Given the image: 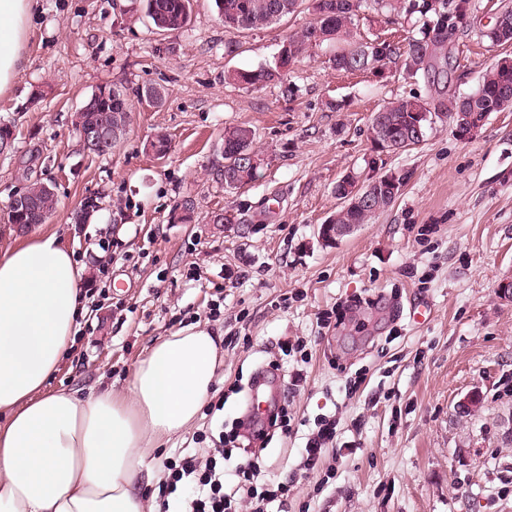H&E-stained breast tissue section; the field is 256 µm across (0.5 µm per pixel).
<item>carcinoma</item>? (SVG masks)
<instances>
[{"instance_id": "carcinoma-1", "label": "carcinoma", "mask_w": 512, "mask_h": 512, "mask_svg": "<svg viewBox=\"0 0 512 512\" xmlns=\"http://www.w3.org/2000/svg\"><path fill=\"white\" fill-rule=\"evenodd\" d=\"M310 2L314 18L300 31L288 35L271 65L257 70H234L227 79L247 88L274 85L280 95L294 96L288 80L291 66L309 47L323 43L335 45L328 58L330 67L338 71L376 73L402 63L406 75L414 78L425 74L438 58H448V37L468 23L457 21L459 12L472 8V0H214L218 14L227 31L260 29L295 13L304 2ZM147 16L163 31L182 28L190 17L193 0H143ZM364 9L414 18L421 23L418 35L404 44L391 40L365 41L352 27V18ZM493 44L512 43V28L482 31ZM112 111L131 112V96L119 84L113 85ZM512 91V59L504 58L487 67L476 90L463 97L446 90L436 97L421 99L402 96L372 113L370 128L379 125L394 144L410 150L424 141L427 128L416 131L412 113H435L443 121L457 112H471L480 120L493 112L502 111L503 92ZM255 132L247 127L224 131V165L214 167L213 179L226 190H238L259 177V168L252 164ZM394 202L385 192L373 189L362 205L345 209L339 207L329 217L334 224H367L375 215Z\"/></svg>"}]
</instances>
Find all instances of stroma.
I'll return each mask as SVG.
<instances>
[{
    "instance_id": "35a3bbf8",
    "label": "stroma",
    "mask_w": 512,
    "mask_h": 512,
    "mask_svg": "<svg viewBox=\"0 0 512 512\" xmlns=\"http://www.w3.org/2000/svg\"><path fill=\"white\" fill-rule=\"evenodd\" d=\"M473 3L471 26L448 47V82L464 95L486 66L512 57V45L481 35L501 0ZM310 20L301 9L232 34L213 0H194L183 28L161 32L140 0H40L20 74L0 95V121L16 134L13 155L0 156V253L20 242L7 222L23 186L15 158L39 146L57 203L32 231L72 251L89 308L49 387L123 391L151 343L220 294L224 315L211 328L224 362L210 398L224 402L223 427L241 418L253 372L280 358L279 343L303 341L312 356L289 407L302 427L275 433L261 453L266 482L294 479L288 512H512V299L499 288L512 280V110L491 113L470 141L439 121L421 145L385 156L383 170L408 175L400 196L324 242L337 181L371 175L372 113L433 87L398 70L382 79L335 70L329 44L295 62L293 99L225 82L229 70L271 63ZM116 81L166 97L133 103L112 154L89 155L74 114ZM235 126L255 131L261 168L227 192L211 169ZM159 132L171 140L162 159L145 149ZM88 197L100 209L76 225ZM186 199L191 219L172 222ZM220 211L237 225L212 223ZM324 416L335 417L336 436L308 473L303 436ZM218 430L200 414L153 451V470L213 447Z\"/></svg>"
}]
</instances>
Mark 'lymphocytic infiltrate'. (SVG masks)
I'll return each instance as SVG.
<instances>
[{"instance_id":"1","label":"lymphocytic infiltrate","mask_w":512,"mask_h":512,"mask_svg":"<svg viewBox=\"0 0 512 512\" xmlns=\"http://www.w3.org/2000/svg\"><path fill=\"white\" fill-rule=\"evenodd\" d=\"M276 429L291 430L287 404H274L266 420H248L241 430L221 436L219 446L207 449L205 457L185 455L167 462L165 480L158 487L157 512H239L238 493L243 489L251 499L252 512H268L272 502H286L291 482L257 488L260 463L256 449L243 448L238 461L227 450L237 443L241 431L266 441Z\"/></svg>"}]
</instances>
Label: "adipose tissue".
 <instances>
[{
	"instance_id": "obj_1",
	"label": "adipose tissue",
	"mask_w": 512,
	"mask_h": 512,
	"mask_svg": "<svg viewBox=\"0 0 512 512\" xmlns=\"http://www.w3.org/2000/svg\"><path fill=\"white\" fill-rule=\"evenodd\" d=\"M35 6L0 0V94L20 73ZM84 309L56 235L0 255V512H147L153 449L209 396L222 338L198 325L154 342L124 393L50 390Z\"/></svg>"
}]
</instances>
